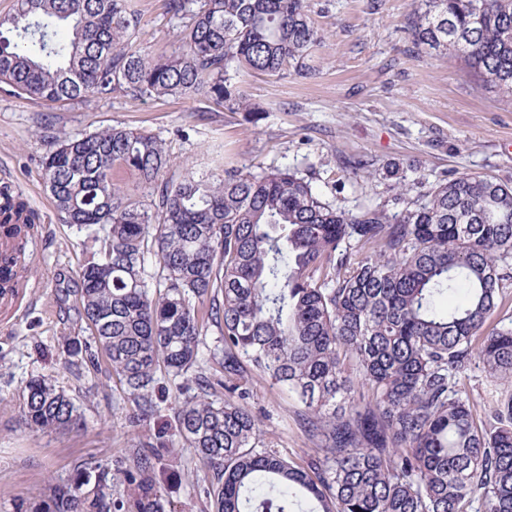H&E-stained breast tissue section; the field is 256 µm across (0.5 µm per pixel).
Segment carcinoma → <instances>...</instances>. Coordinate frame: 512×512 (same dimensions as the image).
<instances>
[{
    "label": "carcinoma",
    "instance_id": "cac0c4a2",
    "mask_svg": "<svg viewBox=\"0 0 512 512\" xmlns=\"http://www.w3.org/2000/svg\"><path fill=\"white\" fill-rule=\"evenodd\" d=\"M166 0L188 19L154 54L131 0H17L0 17V82L46 103L202 96L258 112L241 86L303 72L319 35L306 0ZM405 30L429 54L457 58L484 90L512 95V0H415ZM44 177L56 211L85 232L78 317L137 407L156 411L158 375L198 385L160 447L215 473V512H512V394L477 416L460 386L476 362L512 383V327L484 332L512 280V186L490 175L405 183L397 201L346 211L287 167L181 173L165 143L131 127L47 131ZM136 172L144 194L125 190ZM38 216L0 191V296L23 284V243ZM218 344L200 352L209 327ZM250 364L304 408L317 452L307 466L259 450L243 388ZM19 423L78 431L74 399L36 377ZM160 455L85 463L24 512H166Z\"/></svg>",
    "mask_w": 512,
    "mask_h": 512
}]
</instances>
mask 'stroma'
Returning <instances> with one entry per match:
<instances>
[{"label":"stroma","instance_id":"35a3bbf8","mask_svg":"<svg viewBox=\"0 0 512 512\" xmlns=\"http://www.w3.org/2000/svg\"><path fill=\"white\" fill-rule=\"evenodd\" d=\"M320 34L308 76H257L243 86L254 109L213 112L196 98L134 100L113 95L88 103L47 105L0 83V181L22 193L38 214L42 235L27 252L29 286L0 302V512H16L49 485L70 483L89 460L126 458L156 442L175 406L182 380L165 379L158 412L130 428L134 410L115 379L91 366L73 373L63 362L79 335L75 300L59 301L57 285L74 279L83 236L65 224L47 191L41 159L46 127L74 134L107 126L143 128L170 155L199 172L290 167L337 206L389 205L400 179L409 182L491 175L512 183V97L481 89L456 59L415 54L404 31L413 0H307ZM154 53L167 52L179 29L165 0H132ZM363 160L360 176L349 163ZM49 377L73 397L84 427L43 433L19 426L28 380ZM461 383L477 413L512 384L471 364ZM249 406L261 420V445L296 463L314 454L288 393L249 373ZM160 490L170 512H211L208 467L179 448L163 451Z\"/></svg>","mask_w":512,"mask_h":512}]
</instances>
